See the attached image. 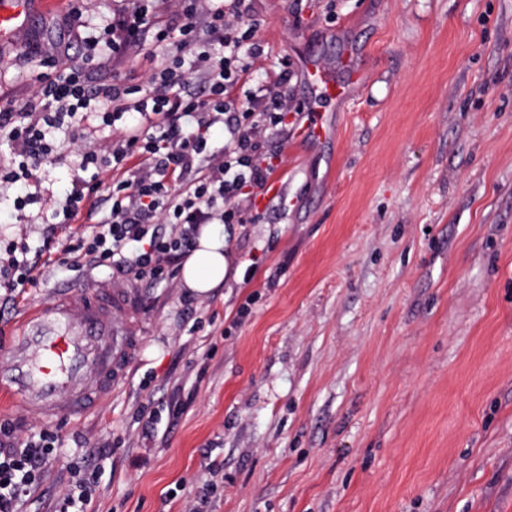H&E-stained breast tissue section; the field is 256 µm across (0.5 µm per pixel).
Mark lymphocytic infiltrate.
I'll list each match as a JSON object with an SVG mask.
<instances>
[{"instance_id": "lymphocytic-infiltrate-1", "label": "lymphocytic infiltrate", "mask_w": 512, "mask_h": 512, "mask_svg": "<svg viewBox=\"0 0 512 512\" xmlns=\"http://www.w3.org/2000/svg\"><path fill=\"white\" fill-rule=\"evenodd\" d=\"M241 0H132L128 14L112 27L113 59L137 53L146 37L168 40L155 28L156 8L178 13L182 37L174 67H164L141 82L114 80L88 89L81 69L44 76L19 113L1 112L18 157L22 179H36L55 151L48 132L80 112H93L102 125L125 117L133 122L119 138L105 144H79L82 171L108 172L112 207L83 247L90 265L153 282L166 280L170 267L192 248L201 226L245 223V206L253 190H264L278 154L272 138L286 134L292 104L284 91L287 72L275 83L258 86L246 98L254 59L263 53L258 25L239 9ZM203 74L207 98L182 94L188 75ZM224 127V149L209 148L211 130ZM171 225L162 234L157 223ZM60 439L42 428L17 440L9 425H0V512H20L23 497L42 484L58 453Z\"/></svg>"}]
</instances>
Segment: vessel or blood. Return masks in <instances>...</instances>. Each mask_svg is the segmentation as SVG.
Wrapping results in <instances>:
<instances>
[{
	"instance_id": "obj_1",
	"label": "vessel or blood",
	"mask_w": 512,
	"mask_h": 512,
	"mask_svg": "<svg viewBox=\"0 0 512 512\" xmlns=\"http://www.w3.org/2000/svg\"><path fill=\"white\" fill-rule=\"evenodd\" d=\"M27 0H0V41L25 27ZM344 70L346 80L336 77ZM305 75L315 98L338 102L359 86L361 74L351 56L340 68L307 64ZM300 136L328 139L329 129L311 111ZM140 309L129 288L94 281L80 297L66 294L32 306L17 341L0 348V397L23 411L78 415L111 391L125 375L138 344Z\"/></svg>"
}]
</instances>
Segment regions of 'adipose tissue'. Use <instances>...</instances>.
<instances>
[{"label":"adipose tissue","instance_id":"obj_1","mask_svg":"<svg viewBox=\"0 0 512 512\" xmlns=\"http://www.w3.org/2000/svg\"><path fill=\"white\" fill-rule=\"evenodd\" d=\"M231 270L229 251L225 249L224 230L216 224L201 227L193 251L181 266V281L185 288L205 295L223 287Z\"/></svg>","mask_w":512,"mask_h":512}]
</instances>
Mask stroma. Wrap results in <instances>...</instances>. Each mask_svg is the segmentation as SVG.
I'll return each instance as SVG.
<instances>
[{
  "label": "stroma",
  "mask_w": 512,
  "mask_h": 512,
  "mask_svg": "<svg viewBox=\"0 0 512 512\" xmlns=\"http://www.w3.org/2000/svg\"><path fill=\"white\" fill-rule=\"evenodd\" d=\"M130 0H64L0 46V110L42 75L134 84L168 56L86 62L82 39ZM264 53L253 82L353 51L360 88L289 137L253 224H228L231 272L200 296L179 275L132 283L145 328L125 380L79 416L0 406L58 458L23 512H58L100 466L91 512H512V0H244ZM77 12L66 26L63 15ZM38 181L0 177V258L26 240L37 279L0 288V345L33 303L112 270L62 246L109 214L56 224L80 158L67 132ZM25 207H18L21 196ZM56 246L42 257L46 237ZM308 121L301 127L299 137L308 141L327 140L329 137V128L325 125L323 117L314 108L309 109Z\"/></svg>",
  "instance_id": "1"
}]
</instances>
